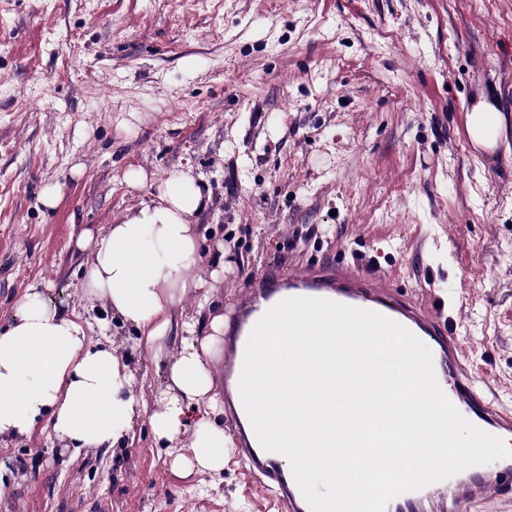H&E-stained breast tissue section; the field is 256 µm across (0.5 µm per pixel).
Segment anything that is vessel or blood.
Masks as SVG:
<instances>
[{"label":"vessel or blood","instance_id":"vessel-or-blood-1","mask_svg":"<svg viewBox=\"0 0 512 512\" xmlns=\"http://www.w3.org/2000/svg\"><path fill=\"white\" fill-rule=\"evenodd\" d=\"M292 297L328 299L374 311L406 327L432 352L437 382L458 412L479 429L512 436V408L500 404L490 386H479L470 373L457 334L460 313L446 314L444 303L425 304L419 297L392 288L386 275L346 264L329 272L307 269L276 280L251 279L239 302L234 325L224 336V409L241 425L239 458L261 481L274 485L281 512H309L293 476L284 474L277 453L265 451L247 426L238 382L249 336L260 318ZM512 497V458L469 467L443 481L392 499L386 512H459L462 505Z\"/></svg>","mask_w":512,"mask_h":512}]
</instances>
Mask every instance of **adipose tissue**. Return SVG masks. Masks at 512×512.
<instances>
[{
    "label": "adipose tissue",
    "instance_id": "ef3b65f1",
    "mask_svg": "<svg viewBox=\"0 0 512 512\" xmlns=\"http://www.w3.org/2000/svg\"><path fill=\"white\" fill-rule=\"evenodd\" d=\"M501 112L481 104L468 116L472 141L497 147ZM204 205L192 177L179 174L161 189L158 202L112 225L94 244L84 281L90 295L105 298L147 341L168 333L173 290L196 254L189 219ZM212 335L191 339L171 367L175 394L150 424L161 439L175 441L185 427L184 413L204 403L212 387L206 358L214 335L224 332V316L211 320ZM126 367L116 351L92 343L82 325L48 306L39 292L21 300L13 323L0 330V434L30 435L41 419L78 448H109L130 428L133 402L125 398ZM224 430L201 418L187 453L173 470H224Z\"/></svg>",
    "mask_w": 512,
    "mask_h": 512
}]
</instances>
